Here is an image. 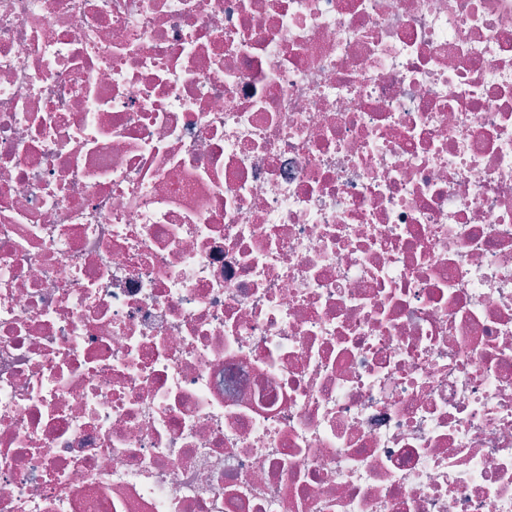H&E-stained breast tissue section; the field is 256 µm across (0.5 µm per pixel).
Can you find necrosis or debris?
I'll return each instance as SVG.
<instances>
[{
  "label": "necrosis or debris",
  "instance_id": "necrosis-or-debris-1",
  "mask_svg": "<svg viewBox=\"0 0 512 512\" xmlns=\"http://www.w3.org/2000/svg\"><path fill=\"white\" fill-rule=\"evenodd\" d=\"M0 512H512V0H0Z\"/></svg>",
  "mask_w": 512,
  "mask_h": 512
}]
</instances>
